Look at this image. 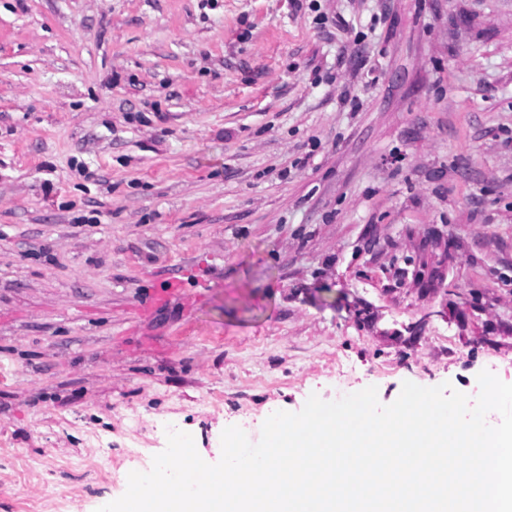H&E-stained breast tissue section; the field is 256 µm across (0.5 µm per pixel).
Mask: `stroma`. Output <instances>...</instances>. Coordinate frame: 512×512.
<instances>
[{
    "label": "stroma",
    "instance_id": "stroma-1",
    "mask_svg": "<svg viewBox=\"0 0 512 512\" xmlns=\"http://www.w3.org/2000/svg\"><path fill=\"white\" fill-rule=\"evenodd\" d=\"M485 369L512 0H0V512H97L170 426L213 464Z\"/></svg>",
    "mask_w": 512,
    "mask_h": 512
}]
</instances>
